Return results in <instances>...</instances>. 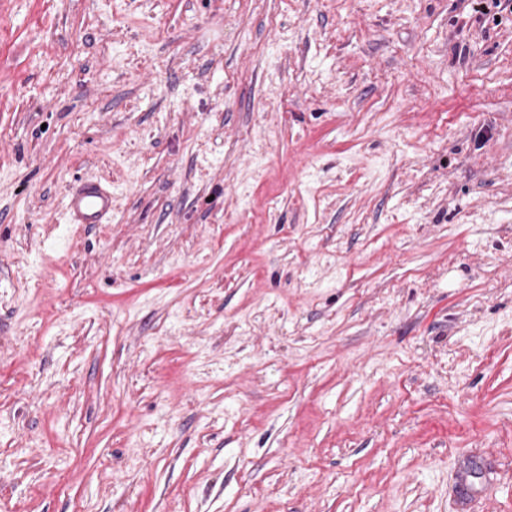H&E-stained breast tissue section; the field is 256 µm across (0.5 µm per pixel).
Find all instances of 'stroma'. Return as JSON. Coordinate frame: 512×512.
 Wrapping results in <instances>:
<instances>
[{"label":"stroma","mask_w":512,"mask_h":512,"mask_svg":"<svg viewBox=\"0 0 512 512\" xmlns=\"http://www.w3.org/2000/svg\"><path fill=\"white\" fill-rule=\"evenodd\" d=\"M468 459L512 512V0H0V512H458ZM71 224H108L112 220V188L94 177L81 179L67 195Z\"/></svg>","instance_id":"stroma-1"}]
</instances>
